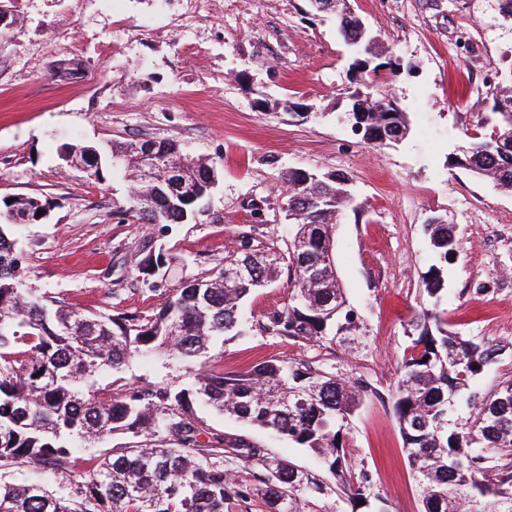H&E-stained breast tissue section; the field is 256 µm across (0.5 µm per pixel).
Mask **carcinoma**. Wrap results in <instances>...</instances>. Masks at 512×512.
<instances>
[{
    "label": "carcinoma",
    "instance_id": "carcinoma-1",
    "mask_svg": "<svg viewBox=\"0 0 512 512\" xmlns=\"http://www.w3.org/2000/svg\"><path fill=\"white\" fill-rule=\"evenodd\" d=\"M321 12L338 15L344 41L357 53L352 68L359 74L362 56L373 41L346 0H312ZM377 80H358L352 95L364 93L362 139L387 146L382 132L393 125L408 132L406 114L376 89ZM512 85L493 92L497 115L491 133L473 137L454 166L473 177L512 191ZM156 177L142 180L132 158L138 143H114L109 151L85 156L100 178L103 168L124 173L134 187L124 213L142 224H182L205 211L215 168L203 159L188 160L172 142L162 143ZM184 172L185 198L166 181L169 168ZM288 217L294 233L288 248L292 301L267 316L264 330L292 340L347 349L367 345V334L336 279L329 260L336 224L353 203L347 180L294 169L285 173ZM48 210L39 197H25L0 209V469L32 467L72 481L63 494L34 481L0 480V512H227L229 504L250 506L257 497L266 512H306L309 496L321 494L331 479L336 510L379 499L371 493L365 469L354 471L344 448V430L360 394L359 387L308 363L263 359L240 372L205 360L192 382L179 390L125 381L133 364L155 360L164 366H189L205 359L217 340L244 333L241 309L251 292L274 281L277 259H263L244 284H227L224 272L242 258L224 254V264L198 293L197 280L182 283L165 296L150 318L131 312L84 313L53 296L19 288V253L14 229L38 222ZM425 232L439 259L422 277L426 305L410 323V353L401 364L393 410L403 449L415 478L421 512H512V382L492 396L470 393L468 415L458 414L462 389L498 355L499 348L465 339L448 329L444 264L456 256L454 228L427 224ZM172 257L163 249L138 261L149 279L166 275ZM109 372L118 392L96 387ZM201 402L248 426L270 430L320 461L307 470L272 455L241 436H210L195 416ZM115 434L138 441L92 460L76 477L71 459L84 445ZM251 472L244 484L235 466Z\"/></svg>",
    "mask_w": 512,
    "mask_h": 512
}]
</instances>
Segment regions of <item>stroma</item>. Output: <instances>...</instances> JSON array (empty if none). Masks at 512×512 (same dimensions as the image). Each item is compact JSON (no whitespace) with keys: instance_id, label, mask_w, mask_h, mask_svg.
Wrapping results in <instances>:
<instances>
[{"instance_id":"obj_1","label":"stroma","mask_w":512,"mask_h":512,"mask_svg":"<svg viewBox=\"0 0 512 512\" xmlns=\"http://www.w3.org/2000/svg\"><path fill=\"white\" fill-rule=\"evenodd\" d=\"M396 70L384 91L409 133L376 147L352 130L350 47L334 17L307 0H8L0 34V201L37 196L48 216L16 228L24 288L84 312L151 315L167 290L205 279L226 251L286 254L292 226L282 174L301 168L347 178L354 202L336 226L338 277L361 315V351L266 333L288 304L287 266L243 305L249 329L213 355L225 371L262 359L311 362L361 383L344 432L354 468L367 469L389 512H421L393 411L422 277L437 258L424 226L452 224L448 321L458 335L499 348L471 383L480 395L512 382V192L474 179L450 159L470 135L490 133L485 105L512 68V25L500 0H347ZM173 142L206 159L218 179L209 210L184 224H141L122 213L129 183L88 178L60 158L70 143ZM173 260L157 292L135 262L158 247ZM132 382L183 388L182 367L139 362ZM196 413L208 432L242 435L296 465L309 452L272 433Z\"/></svg>"}]
</instances>
